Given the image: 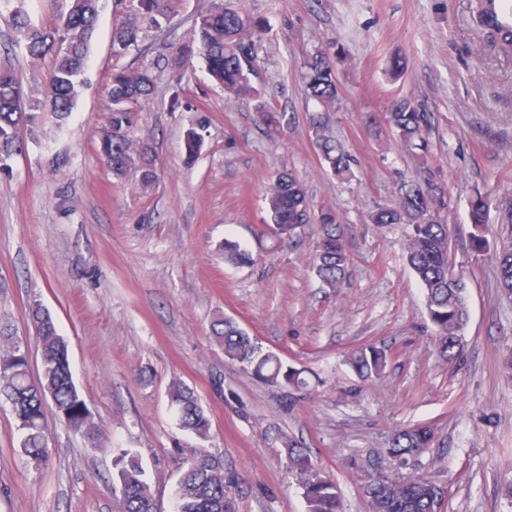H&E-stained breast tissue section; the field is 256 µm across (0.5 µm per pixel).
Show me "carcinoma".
Wrapping results in <instances>:
<instances>
[{
    "label": "carcinoma",
    "mask_w": 512,
    "mask_h": 512,
    "mask_svg": "<svg viewBox=\"0 0 512 512\" xmlns=\"http://www.w3.org/2000/svg\"><path fill=\"white\" fill-rule=\"evenodd\" d=\"M67 12L49 21L35 23L23 8L11 11V25L17 46L32 60H50L46 76L45 99L27 98L17 72L0 68V166L16 154L20 138L35 136L46 120L62 126L70 117L86 85L89 44L95 30L99 0H68ZM182 0H130L132 14L112 29V52L121 58L139 46L144 30L162 28ZM481 23L494 45L512 47V31L504 33ZM250 22L234 8L219 5L201 13L195 20L188 41L170 58L167 67L179 72L194 57L202 59L212 81L223 88L224 102L245 105L259 114L269 127L280 125L254 85L260 39L249 32ZM156 75L149 67H117L109 90L110 119L100 140V155L112 176L124 179L139 175L142 186L155 179L152 146L133 138L139 108L148 103L155 89ZM304 91L318 106L312 117V142L323 168L337 180L355 176V158L336 139L329 126V113L336 111L341 85L336 61L324 51H316L304 63ZM376 136L390 135L411 151H418L417 176L400 182L391 203L380 204L370 215L379 226L405 224L409 235L405 260L424 293L427 317L433 327L435 348L445 362L458 360L462 353L461 337L468 322L466 287L463 277L452 264V230L442 220L448 208V194L438 169L428 159V134L431 115L410 95L392 100L382 118L373 122ZM269 220L264 233L272 238L291 237L305 224L320 225L314 242L313 268L322 287L336 292L350 265V252L336 211H315L308 199L301 177L291 171L276 174L265 189ZM498 221L512 224V198L492 201L476 192L468 201V219L477 247L485 244L484 233L490 209ZM224 259L233 264H248L252 256L233 241L224 242ZM498 285L512 297V249L496 255ZM32 324L40 347L41 374L31 383L27 353L12 336L0 332V394L12 405L21 431V453L26 463L44 467L50 460L44 409L52 404L55 414L83 437L98 442L103 428L93 420L87 401L73 381L68 346L57 332L49 312L32 310ZM215 340L223 347L224 357L238 363L246 372L270 383L299 388L306 385L301 372L286 365L279 355L265 351L233 319L224 318L211 327ZM391 354L374 345L362 346L348 356V364L361 379H379L386 373ZM180 427L199 439L208 436L210 423L200 399L189 389L174 385L168 391ZM435 431L427 424L402 428L393 435L388 457L409 470L406 475L381 474L376 481V496L369 512H440L439 483L420 473L417 462L423 450L430 448ZM288 469L303 489L306 512H339L336 485L314 470L303 449L288 445ZM117 475L112 482L120 494L124 512H153L155 498L145 478L139 458L127 449L117 450ZM175 512H236V500L226 491L224 465L204 450L187 458L177 482Z\"/></svg>",
    "instance_id": "obj_1"
}]
</instances>
